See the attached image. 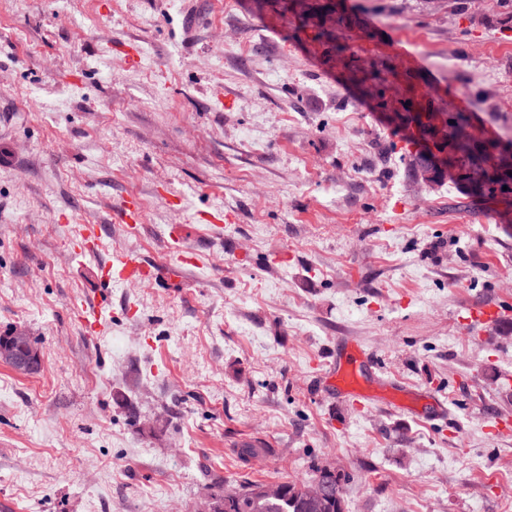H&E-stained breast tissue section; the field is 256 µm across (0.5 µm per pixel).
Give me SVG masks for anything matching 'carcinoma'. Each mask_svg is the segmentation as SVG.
<instances>
[{
	"instance_id": "cac0c4a2",
	"label": "carcinoma",
	"mask_w": 512,
	"mask_h": 512,
	"mask_svg": "<svg viewBox=\"0 0 512 512\" xmlns=\"http://www.w3.org/2000/svg\"><path fill=\"white\" fill-rule=\"evenodd\" d=\"M290 10L306 23L315 25L318 36L329 41L338 40L325 23L324 8L309 0H291ZM398 67L388 63L374 67L357 79L362 89L378 101V106L393 114L397 129L405 132L407 142L417 144L433 139L429 107H415L402 98L392 105L383 97V89L397 73ZM446 129L440 137L448 140L443 145H434L438 151L448 150L454 157L455 179L464 183L475 197L491 196L503 205L504 212L512 210V140L488 141L479 134L470 141L459 144L455 134L460 127H472L466 112H445ZM314 478L322 480L328 489V497L321 505H315L304 496V481L281 482V494L276 497L244 494L235 498H224V485L212 488L210 495L220 504L219 512H344L343 486L349 475L325 466L313 467Z\"/></svg>"
}]
</instances>
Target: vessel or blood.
<instances>
[{"label": "vessel or blood", "instance_id": "b4317fda", "mask_svg": "<svg viewBox=\"0 0 512 512\" xmlns=\"http://www.w3.org/2000/svg\"><path fill=\"white\" fill-rule=\"evenodd\" d=\"M100 245L99 225H82L76 239L77 250L83 254H93L98 252ZM171 261V267L163 270L158 265L147 262L139 253L129 251L102 264L99 277L101 282L108 285L123 281L153 282L162 276L172 280L181 277L184 267L193 264L194 258L189 249L179 246L175 248ZM367 378L361 352L346 344L337 351L324 373L326 383L340 397L360 405L372 399L371 394L363 389Z\"/></svg>", "mask_w": 512, "mask_h": 512}]
</instances>
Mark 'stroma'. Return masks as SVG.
Wrapping results in <instances>:
<instances>
[{"label":"stroma","instance_id":"obj_1","mask_svg":"<svg viewBox=\"0 0 512 512\" xmlns=\"http://www.w3.org/2000/svg\"><path fill=\"white\" fill-rule=\"evenodd\" d=\"M335 3L340 53L281 0H0V333L41 357L0 362V512H196L315 463L349 474L344 512H512V221L406 178L412 145L346 78L397 63L512 139V0ZM175 227L180 282H100L121 251L165 262ZM348 339L442 411L339 397ZM101 245V230L97 224H83L76 239V249L83 254L98 252ZM5 332L0 336V342L8 336ZM31 336L28 331L22 328H15L10 331L8 343L2 342L1 360L7 357L10 359L9 364L15 371L21 374L33 372L40 364V353L38 349L31 344ZM15 347L21 348V352H17Z\"/></svg>","mask_w":512,"mask_h":512}]
</instances>
